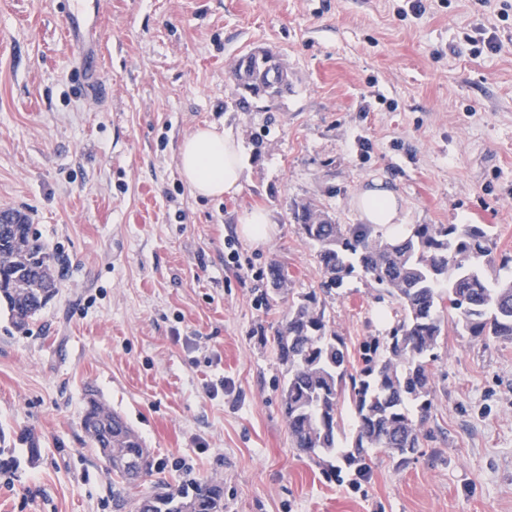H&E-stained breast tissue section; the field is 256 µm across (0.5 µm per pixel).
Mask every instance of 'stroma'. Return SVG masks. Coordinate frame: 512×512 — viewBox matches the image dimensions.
Segmentation results:
<instances>
[{"instance_id":"obj_1","label":"stroma","mask_w":512,"mask_h":512,"mask_svg":"<svg viewBox=\"0 0 512 512\" xmlns=\"http://www.w3.org/2000/svg\"><path fill=\"white\" fill-rule=\"evenodd\" d=\"M512 0H100L101 99L86 95L63 0H0V211L25 214L61 286L24 329L0 307V512H117L82 428L90 399L122 415L159 467L128 501L220 478L224 512H512V342L447 326L434 362L431 438L405 467L375 454L367 482L332 481L292 448L273 336L316 295L349 357L395 325L361 272L322 289L311 203L356 224L382 182L406 224H487L489 276L512 274ZM493 32L499 53L477 54ZM287 67V92L243 98L251 50ZM213 124L252 160L239 193L194 197L179 141ZM275 227L255 246L247 209ZM288 294L267 304L269 265ZM37 437L29 462L21 434Z\"/></svg>"}]
</instances>
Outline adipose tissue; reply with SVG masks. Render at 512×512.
Wrapping results in <instances>:
<instances>
[{"instance_id": "adipose-tissue-1", "label": "adipose tissue", "mask_w": 512, "mask_h": 512, "mask_svg": "<svg viewBox=\"0 0 512 512\" xmlns=\"http://www.w3.org/2000/svg\"><path fill=\"white\" fill-rule=\"evenodd\" d=\"M178 165L191 192L203 199H218L238 193L250 160L240 140L214 125L197 127L178 146ZM357 207L365 223L391 238L409 232L399 197L382 183L365 189Z\"/></svg>"}]
</instances>
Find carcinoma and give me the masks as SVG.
<instances>
[{
  "label": "carcinoma",
  "instance_id": "obj_1",
  "mask_svg": "<svg viewBox=\"0 0 512 512\" xmlns=\"http://www.w3.org/2000/svg\"><path fill=\"white\" fill-rule=\"evenodd\" d=\"M311 203L297 206L295 219L318 244L323 286L338 288L356 270L398 303L400 314L387 335L365 342L358 368L348 369L342 338L327 330L314 296L291 305L274 336L287 366L282 402L292 447L316 457L340 456L327 465L342 481L348 470L368 479L379 450L401 467L417 454L426 435L434 397L432 362L446 316L457 333L482 340L512 341V278L491 279L495 242L487 224H417L402 240L390 241L372 224L321 220ZM0 221V303L17 328H24L60 288L55 258L18 215ZM271 276L280 295L288 293V265ZM348 395L357 421L351 446L337 443L338 406ZM83 429L117 483L153 474L149 449L124 418L91 399ZM136 512H224V487L217 480L172 485L164 480L136 505Z\"/></svg>",
  "mask_w": 512,
  "mask_h": 512
}]
</instances>
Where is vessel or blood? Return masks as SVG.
Wrapping results in <instances>:
<instances>
[{"label": "vessel or blood", "mask_w": 512, "mask_h": 512, "mask_svg": "<svg viewBox=\"0 0 512 512\" xmlns=\"http://www.w3.org/2000/svg\"><path fill=\"white\" fill-rule=\"evenodd\" d=\"M64 33L83 53L82 74L88 96L100 97L102 88L97 78L102 50L99 0H69Z\"/></svg>", "instance_id": "obj_1"}]
</instances>
